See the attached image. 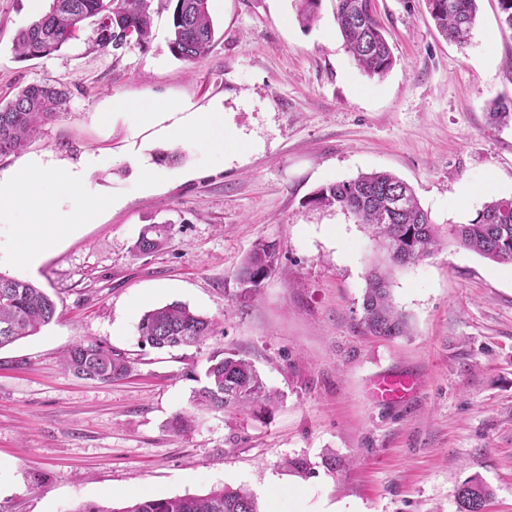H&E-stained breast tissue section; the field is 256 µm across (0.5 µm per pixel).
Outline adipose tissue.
<instances>
[{
    "mask_svg": "<svg viewBox=\"0 0 512 512\" xmlns=\"http://www.w3.org/2000/svg\"><path fill=\"white\" fill-rule=\"evenodd\" d=\"M165 133L181 141H193L211 156L223 155L226 143L233 138L220 112L183 113L166 127ZM93 194L82 170H59L42 159H33L8 183H0V223L11 227L9 238L0 239V259H9L28 271L36 270L58 232L73 228L76 222L74 212L64 209V202ZM22 209L29 211V223H13V215Z\"/></svg>",
    "mask_w": 512,
    "mask_h": 512,
    "instance_id": "ef3b65f1",
    "label": "adipose tissue"
}]
</instances>
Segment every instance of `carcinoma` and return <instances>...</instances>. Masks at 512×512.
Returning <instances> with one entry per match:
<instances>
[{"label": "carcinoma", "mask_w": 512, "mask_h": 512, "mask_svg": "<svg viewBox=\"0 0 512 512\" xmlns=\"http://www.w3.org/2000/svg\"><path fill=\"white\" fill-rule=\"evenodd\" d=\"M153 0H49L48 9L13 41L23 59H42L59 52L93 26L95 44L102 50L149 44L152 37ZM297 20L308 27L317 18L321 0H295ZM169 12V48L185 62L204 57L214 42L209 0H159ZM439 33L464 45L476 25L478 0H426ZM336 23L353 58L370 78L381 77L395 64L384 34L375 0H336ZM70 91L50 82L31 83L0 104V157L26 149L44 127L67 110ZM309 204L338 208L365 225L383 251L382 264L371 269L362 302L361 324L373 336L394 338L408 330L406 316L394 306L389 277L394 267L430 256L444 244L440 226L417 201L408 184L387 172H374L318 189ZM169 230L151 226L134 245L138 254L161 250ZM447 235L458 245L498 263H512V200L494 199L465 224L448 225ZM278 261L275 245L256 243L240 271L256 297ZM58 318L56 301L29 281L0 275V349L40 333ZM142 346L168 350L194 346L216 332V322L181 303L147 311L138 325ZM74 376L111 383L131 372L130 361L97 342L78 344L63 359ZM275 392L268 389L253 363L236 353L215 354L209 359L202 385L195 391L194 407L201 411H245L270 405ZM492 490L474 474L456 489L457 512H486ZM74 512H258L254 496L243 488L218 487L205 495L134 499L120 507L95 502Z\"/></svg>", "instance_id": "cac0c4a2"}]
</instances>
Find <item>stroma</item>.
Segmentation results:
<instances>
[{"label": "stroma", "mask_w": 512, "mask_h": 512, "mask_svg": "<svg viewBox=\"0 0 512 512\" xmlns=\"http://www.w3.org/2000/svg\"><path fill=\"white\" fill-rule=\"evenodd\" d=\"M466 45L438 33L425 0H376L396 62L366 77L346 49L334 0L317 21L296 20L294 0H209V53L189 64L168 45L169 15L153 16L148 46L102 51L84 30L53 56L23 60L17 32L36 20L27 0H0V102L50 80L71 91L68 110L27 153L0 160L9 180L27 154L55 165L86 156L99 195L76 203L81 225L36 272L0 274L55 297L58 319L0 349V512H73L121 505L129 487L156 496L251 491L260 512H457L455 490L480 475L487 512H512V264L454 243L392 270L390 292L408 335H367L362 299L381 254L347 212L317 208L321 187L374 171L407 182L441 227L512 199V120L495 125L493 101L512 99V28L498 0H479ZM220 106L235 136L220 160L130 116L98 120L112 99ZM171 179L144 191L129 162ZM170 224L164 248L133 246ZM259 241L279 260L245 301L240 267ZM171 302L214 319L200 347L157 352L140 344L147 311ZM100 342L134 366L124 380L76 378L61 364ZM251 360L278 398L248 411L197 412L193 392L208 358ZM411 373L415 393L382 403L372 375ZM194 412L186 434L175 414Z\"/></svg>", "instance_id": "35a3bbf8"}]
</instances>
